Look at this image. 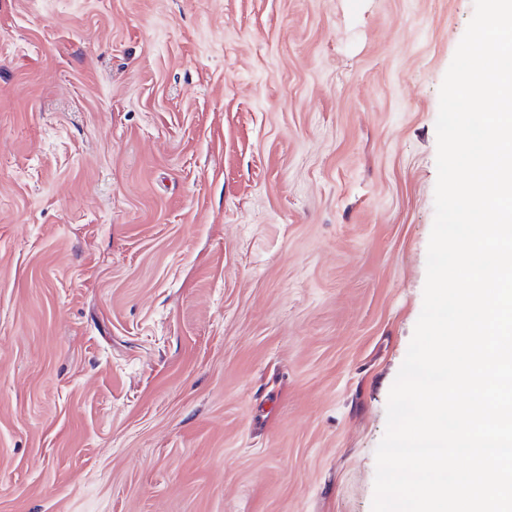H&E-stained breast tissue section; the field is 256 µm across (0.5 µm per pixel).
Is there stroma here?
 Listing matches in <instances>:
<instances>
[{
    "mask_svg": "<svg viewBox=\"0 0 512 512\" xmlns=\"http://www.w3.org/2000/svg\"><path fill=\"white\" fill-rule=\"evenodd\" d=\"M474 0H0V512H371Z\"/></svg>",
    "mask_w": 512,
    "mask_h": 512,
    "instance_id": "1",
    "label": "stroma"
}]
</instances>
